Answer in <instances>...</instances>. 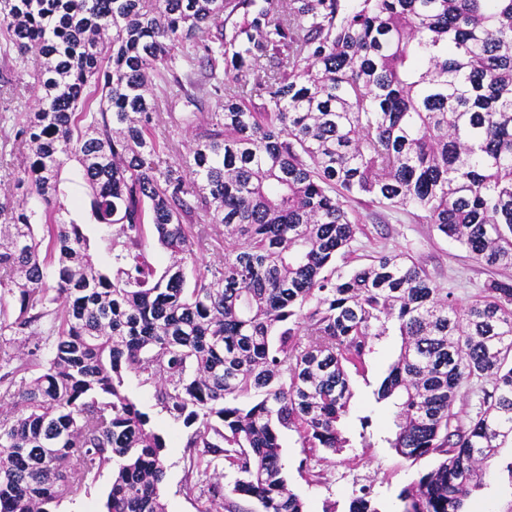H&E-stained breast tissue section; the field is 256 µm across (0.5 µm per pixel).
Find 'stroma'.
<instances>
[{
	"label": "stroma",
	"mask_w": 512,
	"mask_h": 512,
	"mask_svg": "<svg viewBox=\"0 0 512 512\" xmlns=\"http://www.w3.org/2000/svg\"><path fill=\"white\" fill-rule=\"evenodd\" d=\"M352 216L359 231L353 252L342 272L368 263L371 256L381 251H394L411 256L441 287L447 288L458 302L471 299L492 279H512L511 269H491L477 263L457 242L440 235L432 225L414 221L406 214H391L386 210L354 205ZM401 339L388 334L376 339L364 374L353 376L352 412L345 421V429L355 447L346 449L322 468L321 482L311 483L299 469L304 452L295 432L282 436V463L290 489L300 495L307 512H348L356 490L368 485L380 512H399L398 494L420 473L435 467L434 458L425 457L409 462L394 450L380 444L393 421V410L374 401L389 366L397 358ZM125 389L141 411L150 417L153 427L163 435L167 451V472L160 486V495L166 512H198L196 498L186 496L183 487L187 479V451L185 444L190 433L182 422L174 420L159 404L153 384L143 377L127 374ZM369 417V426H362L361 417ZM370 439L367 448L359 447L360 437ZM476 512H512V481L505 474L489 471L482 485L473 493Z\"/></svg>",
	"instance_id": "stroma-1"
}]
</instances>
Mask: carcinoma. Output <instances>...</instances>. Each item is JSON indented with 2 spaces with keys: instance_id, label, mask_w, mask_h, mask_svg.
I'll return each instance as SVG.
<instances>
[{
  "instance_id": "carcinoma-1",
  "label": "carcinoma",
  "mask_w": 512,
  "mask_h": 512,
  "mask_svg": "<svg viewBox=\"0 0 512 512\" xmlns=\"http://www.w3.org/2000/svg\"><path fill=\"white\" fill-rule=\"evenodd\" d=\"M33 49L31 110L0 111L28 150L22 197L0 203V512H55L106 468V512H164L166 443L128 372L193 428L199 512H306L281 436L321 479L308 460L351 447V376L390 330L383 442L436 459L401 512H469L512 446V280L461 304L404 253L337 261L365 201L512 268V0H0V57L25 72ZM172 95L197 133L168 163L152 121ZM71 161L90 220L115 227L105 269L59 217ZM147 223L173 258L161 272ZM207 224L224 252L204 262ZM348 512L380 510L363 487ZM208 232L209 235L196 242L193 247L196 255L207 262L214 259L217 250L221 251L219 247L224 246V227L217 226V229L209 228Z\"/></svg>"
}]
</instances>
